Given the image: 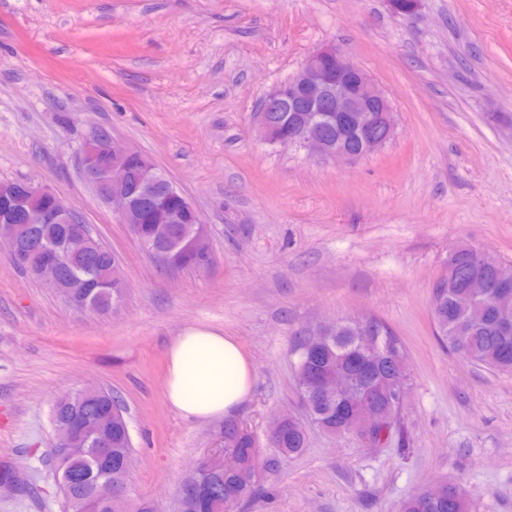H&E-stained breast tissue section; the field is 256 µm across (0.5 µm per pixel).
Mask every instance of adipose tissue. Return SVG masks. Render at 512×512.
I'll list each match as a JSON object with an SVG mask.
<instances>
[{
    "instance_id": "obj_1",
    "label": "adipose tissue",
    "mask_w": 512,
    "mask_h": 512,
    "mask_svg": "<svg viewBox=\"0 0 512 512\" xmlns=\"http://www.w3.org/2000/svg\"><path fill=\"white\" fill-rule=\"evenodd\" d=\"M253 385L246 355L221 329L188 326L168 346L164 396L184 418L231 415L248 400Z\"/></svg>"
}]
</instances>
